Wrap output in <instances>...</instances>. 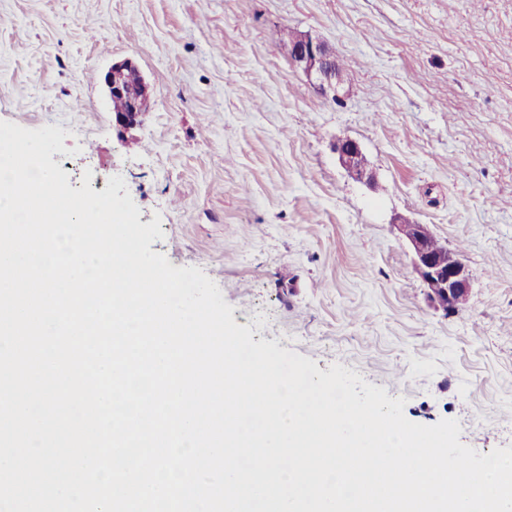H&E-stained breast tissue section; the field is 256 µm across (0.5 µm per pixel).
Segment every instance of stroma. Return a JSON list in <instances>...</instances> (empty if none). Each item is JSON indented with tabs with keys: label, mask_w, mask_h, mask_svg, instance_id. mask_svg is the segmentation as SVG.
<instances>
[{
	"label": "stroma",
	"mask_w": 512,
	"mask_h": 512,
	"mask_svg": "<svg viewBox=\"0 0 512 512\" xmlns=\"http://www.w3.org/2000/svg\"><path fill=\"white\" fill-rule=\"evenodd\" d=\"M285 28L333 47L342 103ZM126 58L153 104L122 133L103 77ZM0 121L67 131L70 181L122 176L161 219L151 251L200 268L253 341L512 446V0H0ZM345 138L373 182L340 165ZM402 220L462 247L463 310L430 303Z\"/></svg>",
	"instance_id": "stroma-1"
}]
</instances>
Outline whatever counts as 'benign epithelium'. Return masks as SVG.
<instances>
[{
  "mask_svg": "<svg viewBox=\"0 0 512 512\" xmlns=\"http://www.w3.org/2000/svg\"><path fill=\"white\" fill-rule=\"evenodd\" d=\"M288 54L292 63L315 81L324 97L334 103L342 101L340 91L344 76L336 54L326 42L306 33L288 44ZM104 83L109 96L128 98L127 110L116 112L112 117L115 126L122 132L139 126L148 108L149 93L135 64L129 59L113 63L104 76ZM334 152L351 176L358 180L371 178L366 157L357 141H337ZM397 228L410 248L414 267L429 300L447 314L455 312L470 295L471 273L461 252L446 246L434 247L425 236L428 230L425 224L405 223Z\"/></svg>",
  "mask_w": 512,
  "mask_h": 512,
  "instance_id": "obj_1",
  "label": "benign epithelium"
}]
</instances>
